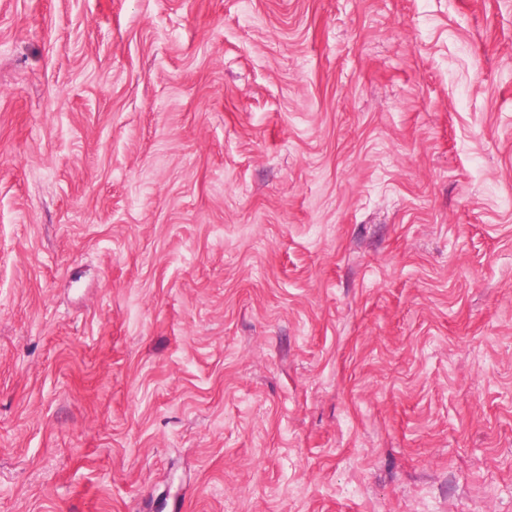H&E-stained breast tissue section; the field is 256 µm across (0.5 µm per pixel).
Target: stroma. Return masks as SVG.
I'll return each instance as SVG.
<instances>
[{"mask_svg":"<svg viewBox=\"0 0 512 512\" xmlns=\"http://www.w3.org/2000/svg\"><path fill=\"white\" fill-rule=\"evenodd\" d=\"M0 512H512V0H0Z\"/></svg>","mask_w":512,"mask_h":512,"instance_id":"obj_1","label":"stroma"}]
</instances>
